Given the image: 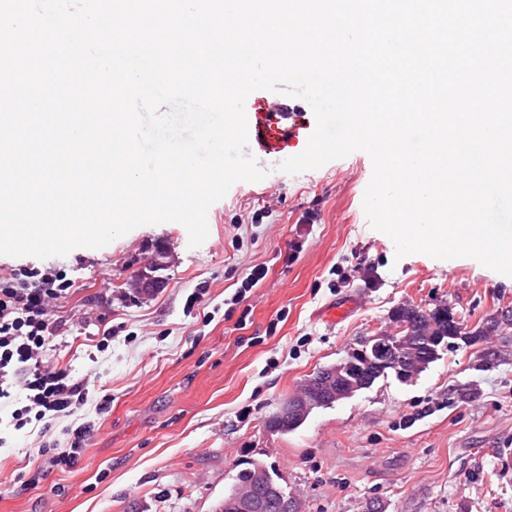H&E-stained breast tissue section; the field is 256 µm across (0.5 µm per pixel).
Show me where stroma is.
<instances>
[{
  "mask_svg": "<svg viewBox=\"0 0 512 512\" xmlns=\"http://www.w3.org/2000/svg\"><path fill=\"white\" fill-rule=\"evenodd\" d=\"M307 142L258 155L269 175L235 183L209 208L199 247L167 222L46 258L73 283L59 308L71 329L53 338L47 358L90 390L51 432L95 429L76 467L51 469L37 454L39 431L7 433L0 512H218L238 473L253 467L275 472L300 512H367L373 500L385 512H512L503 465L512 457V330L497 337L493 367H481L479 345L456 339L408 381L379 378L295 430L265 429L360 337L396 333L400 305L448 306L467 332L512 307V277L475 259L396 258L363 209L366 152L280 171ZM256 264L266 278L232 303ZM350 297L345 318H322ZM112 326L118 336L104 341ZM462 385L476 399L461 401ZM105 396L112 409L102 414Z\"/></svg>",
  "mask_w": 512,
  "mask_h": 512,
  "instance_id": "stroma-1",
  "label": "stroma"
}]
</instances>
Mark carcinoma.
I'll return each mask as SVG.
<instances>
[{"label":"carcinoma","mask_w":512,"mask_h":512,"mask_svg":"<svg viewBox=\"0 0 512 512\" xmlns=\"http://www.w3.org/2000/svg\"><path fill=\"white\" fill-rule=\"evenodd\" d=\"M394 320L404 327L396 335L397 352L408 377L422 372L439 356L444 342L440 336L450 335L448 308L438 306L423 310L412 305H403L394 312ZM512 329V308L498 311L489 317L482 327L473 332L477 340L484 343L483 353L497 354L493 338ZM383 358L370 359L353 350L347 353L344 369L326 368L317 372L301 390V396L315 402L344 398L351 393L371 387L374 382L394 373L389 366L381 365ZM270 423L279 431L288 432L303 424V418L294 415L274 414ZM238 485L245 492H257L267 496L265 512H299L297 499L288 494L280 498L274 489H283L268 472L260 469L246 470L237 475Z\"/></svg>","instance_id":"obj_1"}]
</instances>
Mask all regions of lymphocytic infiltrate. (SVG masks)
I'll return each mask as SVG.
<instances>
[{
  "instance_id": "obj_1",
  "label": "lymphocytic infiltrate",
  "mask_w": 512,
  "mask_h": 512,
  "mask_svg": "<svg viewBox=\"0 0 512 512\" xmlns=\"http://www.w3.org/2000/svg\"><path fill=\"white\" fill-rule=\"evenodd\" d=\"M72 287L60 271L25 266L0 273V402L21 397L6 427L50 423L73 415L89 394L86 380L49 364L50 337L68 332V321L54 312Z\"/></svg>"
}]
</instances>
